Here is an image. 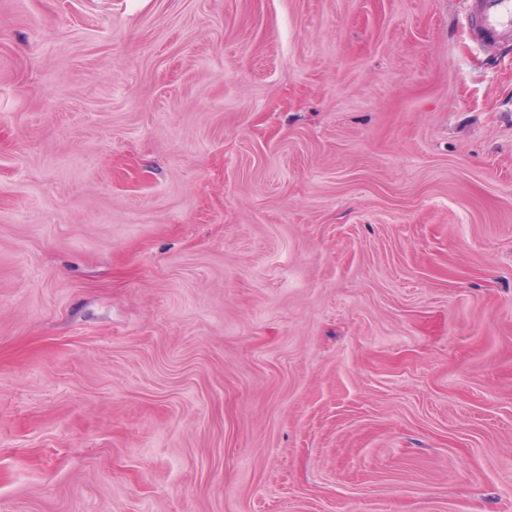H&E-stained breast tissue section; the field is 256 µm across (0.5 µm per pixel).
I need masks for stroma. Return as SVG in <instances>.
<instances>
[{
    "label": "stroma",
    "instance_id": "stroma-1",
    "mask_svg": "<svg viewBox=\"0 0 512 512\" xmlns=\"http://www.w3.org/2000/svg\"><path fill=\"white\" fill-rule=\"evenodd\" d=\"M468 2L0 0V512H512Z\"/></svg>",
    "mask_w": 512,
    "mask_h": 512
}]
</instances>
